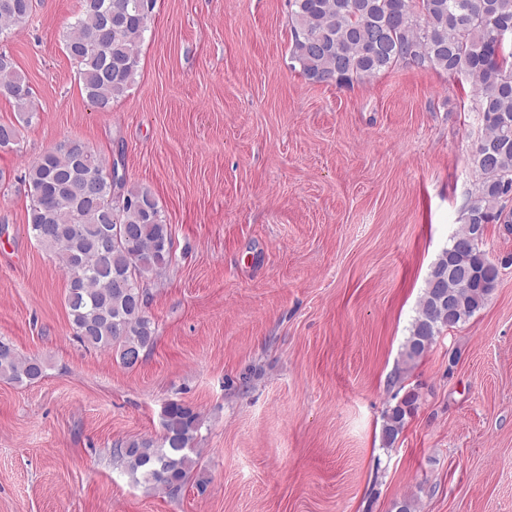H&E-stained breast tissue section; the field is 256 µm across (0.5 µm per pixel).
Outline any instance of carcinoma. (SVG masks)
I'll use <instances>...</instances> for the list:
<instances>
[{
    "mask_svg": "<svg viewBox=\"0 0 512 512\" xmlns=\"http://www.w3.org/2000/svg\"><path fill=\"white\" fill-rule=\"evenodd\" d=\"M0 34L26 24L33 0H0ZM156 0H81L64 48L76 64L89 101L101 110L135 82L140 48ZM291 69L308 80L352 86L397 66L464 76L474 87L473 111L483 133L473 153L479 174L461 210L460 227L430 268L402 346L405 365L433 348L445 322L431 318L446 292L458 303L451 327L466 323L497 288L512 255L491 259L469 240L475 224H509L512 200V0H288ZM0 95L21 113L32 111V90L0 54ZM20 130L0 124V148L19 144ZM28 234L50 253L67 279L65 306L73 337L108 350L135 367L157 342L147 312V281L173 260L171 226L147 188L130 186L119 161L106 162L83 142L63 140L29 164ZM473 273L467 285L448 266ZM46 376L45 362L0 339V379L19 385ZM415 389L383 414L382 443L391 448L417 410ZM159 436L115 443L112 457L138 483L180 496L195 468L200 413L182 400L162 410Z\"/></svg>",
    "mask_w": 512,
    "mask_h": 512,
    "instance_id": "cac0c4a2",
    "label": "carcinoma"
}]
</instances>
